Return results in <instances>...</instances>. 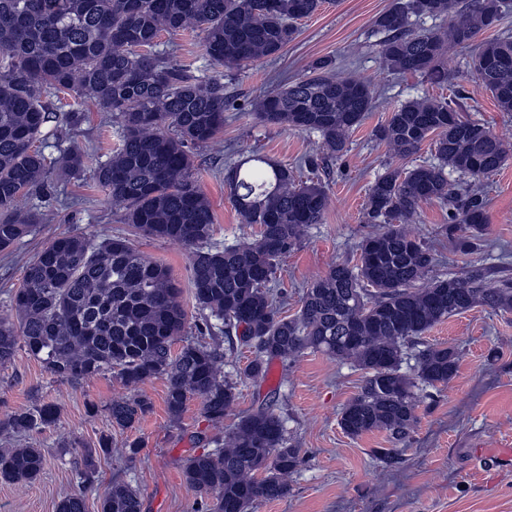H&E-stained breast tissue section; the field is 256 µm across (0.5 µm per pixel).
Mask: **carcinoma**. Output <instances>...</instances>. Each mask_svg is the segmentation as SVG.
Returning <instances> with one entry per match:
<instances>
[{
	"instance_id": "cac0c4a2",
	"label": "carcinoma",
	"mask_w": 512,
	"mask_h": 512,
	"mask_svg": "<svg viewBox=\"0 0 512 512\" xmlns=\"http://www.w3.org/2000/svg\"><path fill=\"white\" fill-rule=\"evenodd\" d=\"M322 0H0V249L14 245L43 213L22 212L18 203L43 189L52 169L36 148L50 121V94L74 98L70 120L89 100L115 115L118 144L95 170L99 187L121 206L118 223L149 238L180 241L192 249L189 283L200 333L224 335L226 348L188 341L177 353L187 312L181 288L164 265L140 253L128 238L65 234L25 264L14 294L15 319H0V365L22 348L54 376L74 384L117 371L128 386L164 376L166 406L178 418L192 396L217 425L233 407L236 383L222 365L247 346L255 358L244 375L260 378L267 364L303 350L323 352L362 371L358 393L342 409L339 424L351 437L378 430L388 448L373 455L388 466L410 443L420 398L456 375L458 352L422 344L437 323L475 306L512 311V277L492 278L470 266L464 274L434 273L432 249L404 230L421 204L452 207L448 236L465 252L479 249L488 229L479 193H462L449 175L489 177L507 162L506 146L481 122L463 120L446 99L400 103L374 130L376 140L399 156L415 154L431 141L434 161L410 168L388 166L369 189L368 224L385 230L366 236L359 262L334 264L314 279L298 314L282 315L271 297L279 261L303 233L322 221L329 206L319 181L297 182L294 170L252 150L224 177L244 224L259 226L250 243H211L214 214L194 181L191 149L216 142L224 130V82L200 80L158 56L163 31L201 29L204 49L215 62L241 66L278 54L297 33L296 21L313 14ZM460 7L448 34L415 31L411 19L444 17ZM507 0H393L373 22L385 34L383 56L402 73L429 84H448L443 56L448 45L468 46L500 22ZM476 78L503 112H512V37L479 44L471 57ZM313 74L265 95L256 118L319 134L330 156L348 151V135L373 108L369 85L334 73L326 60ZM85 155L72 147L58 170L79 178ZM218 323L213 324L210 318ZM414 350V375L402 372ZM151 408L135 397L107 409L112 425L127 429ZM59 409L44 402L14 412L7 426L16 433L56 423ZM187 457L185 482L210 496L208 512H249L259 501L290 495L289 478L302 464L285 420L266 403L240 416L227 439ZM110 453L108 439L86 452L84 466ZM44 468L40 448L0 454V482H35ZM100 512H142L138 489L113 483ZM57 512H87L82 494L57 504Z\"/></svg>"
}]
</instances>
